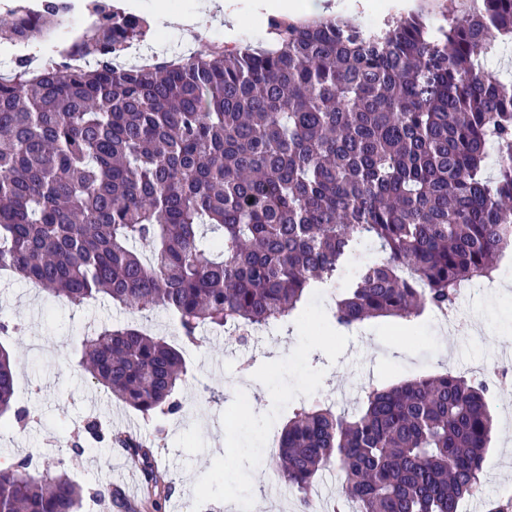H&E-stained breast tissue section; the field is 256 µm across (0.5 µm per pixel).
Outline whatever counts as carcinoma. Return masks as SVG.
<instances>
[{
  "mask_svg": "<svg viewBox=\"0 0 512 512\" xmlns=\"http://www.w3.org/2000/svg\"><path fill=\"white\" fill-rule=\"evenodd\" d=\"M72 7L17 4L0 44L48 41ZM85 8L89 25L39 71L28 54L0 76V271L76 306L161 308L192 347L205 328L288 324L364 239L382 258L337 298L340 327L451 308L512 251V82L487 66L512 43V0H480L438 27L272 18L269 46L143 66L114 58L151 37L149 21L112 0ZM79 365L146 418L182 409L186 365L163 336L100 327ZM15 377L0 344V416L22 421ZM487 393L452 372L370 384L350 415L294 410L272 462L302 512L331 467L345 477L333 512H459L493 426ZM82 432L126 449L163 512L172 488L150 446L96 421ZM65 466L0 467V512H77L84 489ZM95 496L137 512L118 486Z\"/></svg>",
  "mask_w": 512,
  "mask_h": 512,
  "instance_id": "carcinoma-1",
  "label": "carcinoma"
}]
</instances>
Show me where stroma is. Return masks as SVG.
<instances>
[{"mask_svg": "<svg viewBox=\"0 0 512 512\" xmlns=\"http://www.w3.org/2000/svg\"><path fill=\"white\" fill-rule=\"evenodd\" d=\"M380 257L376 243L363 241L342 278L309 295L313 322L296 319L289 329L259 333L244 344L209 332L199 346L184 351L187 382L179 390L184 413L169 419L165 440L153 447L172 482L166 512H193L190 503L198 492L204 493L209 512H236L243 497L256 499L260 512H298L296 491L274 482L267 462L270 438L279 435L296 407L319 401L351 410L369 383L392 385L451 368L465 374L470 365L500 360L504 350H512V257L501 260L497 273L506 289L483 287L459 304L462 320L485 323L478 335L435 331L428 313L411 322L378 318L349 330L334 326L331 309L338 290L347 287L357 267ZM0 315L24 327L0 344L19 357L16 397L35 415L24 427L0 422V464L32 457L52 465L62 459L83 487L118 484L132 501H140L142 482L132 460L96 442L74 458L67 443L74 426L88 419L147 437H153L156 423L113 402L76 361L85 332L102 325L134 322L175 341L171 316L106 300L77 307L7 276L0 277ZM489 405L496 426L479 490L462 501L460 512L512 499V384L492 387ZM259 483L269 486L267 495H255Z\"/></svg>", "mask_w": 512, "mask_h": 512, "instance_id": "1", "label": "stroma"}]
</instances>
